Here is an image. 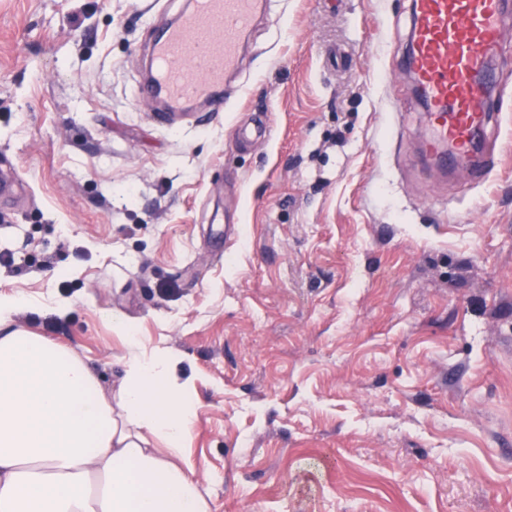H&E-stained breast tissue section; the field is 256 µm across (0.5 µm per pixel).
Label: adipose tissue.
<instances>
[{
    "mask_svg": "<svg viewBox=\"0 0 512 512\" xmlns=\"http://www.w3.org/2000/svg\"><path fill=\"white\" fill-rule=\"evenodd\" d=\"M0 300V512H210L184 444L194 390L167 351L131 350L105 390L71 349L13 327ZM161 447H152V439Z\"/></svg>",
    "mask_w": 512,
    "mask_h": 512,
    "instance_id": "1",
    "label": "adipose tissue"
}]
</instances>
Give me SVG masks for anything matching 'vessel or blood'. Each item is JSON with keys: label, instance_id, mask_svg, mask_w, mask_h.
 <instances>
[{"label": "vessel or blood", "instance_id": "1", "mask_svg": "<svg viewBox=\"0 0 512 512\" xmlns=\"http://www.w3.org/2000/svg\"><path fill=\"white\" fill-rule=\"evenodd\" d=\"M269 0H191L150 49L152 78L140 89L168 118L189 105L224 108V84ZM512 0H413L406 65L429 111L428 151L441 167L486 172L501 147L484 141L490 68H512Z\"/></svg>", "mask_w": 512, "mask_h": 512}]
</instances>
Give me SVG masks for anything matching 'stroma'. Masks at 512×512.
Here are the masks:
<instances>
[{
  "label": "stroma",
  "instance_id": "1",
  "mask_svg": "<svg viewBox=\"0 0 512 512\" xmlns=\"http://www.w3.org/2000/svg\"><path fill=\"white\" fill-rule=\"evenodd\" d=\"M187 2L0 0L15 325L106 388L114 318L172 352L211 512H512V69L485 180L422 153L410 0H275L224 110L166 122L137 88Z\"/></svg>",
  "mask_w": 512,
  "mask_h": 512
}]
</instances>
